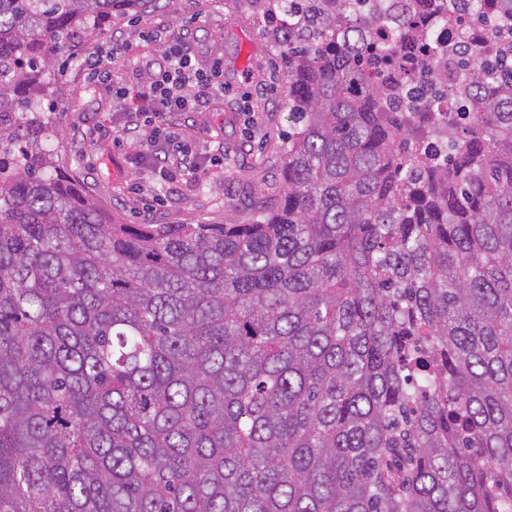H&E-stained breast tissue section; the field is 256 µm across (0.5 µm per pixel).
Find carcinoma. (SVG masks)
I'll return each instance as SVG.
<instances>
[{
  "label": "carcinoma",
  "instance_id": "obj_1",
  "mask_svg": "<svg viewBox=\"0 0 512 512\" xmlns=\"http://www.w3.org/2000/svg\"><path fill=\"white\" fill-rule=\"evenodd\" d=\"M144 2L0 0V512H512V58L424 170L373 20L301 0L274 203L124 224L41 99Z\"/></svg>",
  "mask_w": 512,
  "mask_h": 512
}]
</instances>
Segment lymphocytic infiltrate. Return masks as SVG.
I'll list each match as a JSON object with an SVG mask.
<instances>
[{
	"label": "lymphocytic infiltrate",
	"mask_w": 512,
	"mask_h": 512,
	"mask_svg": "<svg viewBox=\"0 0 512 512\" xmlns=\"http://www.w3.org/2000/svg\"><path fill=\"white\" fill-rule=\"evenodd\" d=\"M124 47V42L116 41L111 51L94 50L82 58L90 83L111 90L120 103L126 116L123 136L142 147L160 179L170 183L182 176H197L204 165H220L222 156L205 155L182 143L171 118L180 112L202 111L223 98L222 62L200 66L185 36L171 34L163 40L157 69L149 71L143 82L128 86L112 79V63Z\"/></svg>",
	"instance_id": "lymphocytic-infiltrate-1"
}]
</instances>
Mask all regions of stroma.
I'll return each mask as SVG.
<instances>
[{"instance_id":"stroma-1","label":"stroma","mask_w":512,"mask_h":512,"mask_svg":"<svg viewBox=\"0 0 512 512\" xmlns=\"http://www.w3.org/2000/svg\"><path fill=\"white\" fill-rule=\"evenodd\" d=\"M271 7V0H149L106 22L89 42L104 50L112 34L125 36L129 49L113 73L129 85L140 80V60L159 54L157 44L141 38L151 29L187 33L201 65L221 60L229 97L174 120L187 145L223 150V166L167 189L143 165L138 146L121 138L111 94L90 85L65 49L53 87L58 134L46 150L61 154L68 175L127 224H226L252 217L271 202L279 157L294 128L284 47L259 23ZM247 93L253 110L238 111L236 99Z\"/></svg>"}]
</instances>
